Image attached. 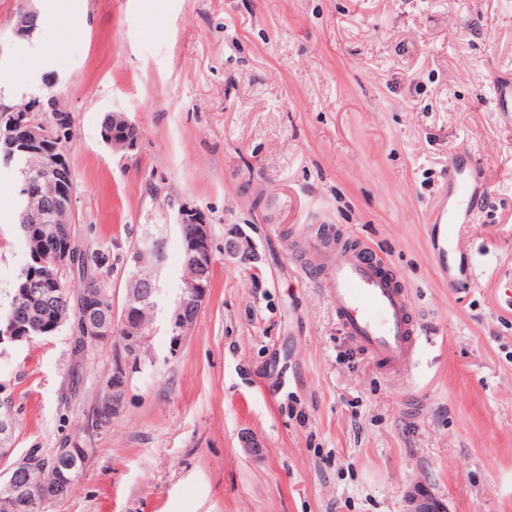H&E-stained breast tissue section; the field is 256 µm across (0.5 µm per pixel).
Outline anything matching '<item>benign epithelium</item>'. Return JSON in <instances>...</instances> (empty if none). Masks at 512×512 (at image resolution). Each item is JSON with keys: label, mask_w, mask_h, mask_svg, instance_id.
Masks as SVG:
<instances>
[{"label": "benign epithelium", "mask_w": 512, "mask_h": 512, "mask_svg": "<svg viewBox=\"0 0 512 512\" xmlns=\"http://www.w3.org/2000/svg\"><path fill=\"white\" fill-rule=\"evenodd\" d=\"M64 108L50 98L44 103H38L32 108H17L9 103L0 101V113L9 117V122L0 126V162L9 164L17 157L29 154H43L50 158V164L36 169L32 175L25 177L24 196L29 201L42 203V215L46 227L43 237L46 240L44 257L58 272H68L77 268L80 262V250L72 245L73 239L58 233L52 218L53 208L45 205L46 200L52 199L56 204L73 207L74 191L68 190L70 177L73 176L69 153L61 146L63 141L60 129L66 126L62 117L47 124L36 118L29 121L28 116L38 112H62ZM104 142L117 151L133 150L140 139L139 127L126 119L120 113L112 114V135H103ZM178 223L193 225L185 251L189 264L204 268L215 263L211 226L204 223L202 218L190 209H182L178 214ZM166 242L161 232H146L137 242L134 252L154 253L162 256L163 245ZM224 258L248 261L252 254L251 240L241 232H234L224 241ZM58 277L49 278L33 285L18 289V297L35 300L47 293V289L55 287ZM187 288L191 304H185L175 312L169 321L170 353L174 354L180 348L185 335L195 325L203 304L210 295L209 283L199 280H189L183 284ZM152 288H143L137 294H128L122 309V346L124 352L114 358L112 374L102 387L101 399L97 408L104 410L112 417L120 416L126 406L130 369L137 364L133 356L146 346L148 336L138 317V307L143 300L151 297ZM108 335L100 323L85 319L83 324L73 332V342L87 347L88 338H98ZM28 329L19 325L15 320L7 318L0 321V344L8 342H29ZM51 461L44 457L36 448L28 449L10 466L11 476L4 484V489L24 501L29 509H39L48 501H56L66 495L67 487L56 484L53 488L39 493V498H27V488L22 477L32 469L50 466Z\"/></svg>", "instance_id": "1"}]
</instances>
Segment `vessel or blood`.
Returning <instances> with one entry per match:
<instances>
[{"label":"vessel or blood","instance_id":"vessel-or-blood-1","mask_svg":"<svg viewBox=\"0 0 512 512\" xmlns=\"http://www.w3.org/2000/svg\"><path fill=\"white\" fill-rule=\"evenodd\" d=\"M451 193L470 199L475 189L465 169L448 175ZM311 274L328 288L343 334L398 377H408L421 324L412 313L409 290L369 247L337 240L333 250L310 265ZM410 512H444L441 495L428 488L411 489Z\"/></svg>","mask_w":512,"mask_h":512}]
</instances>
